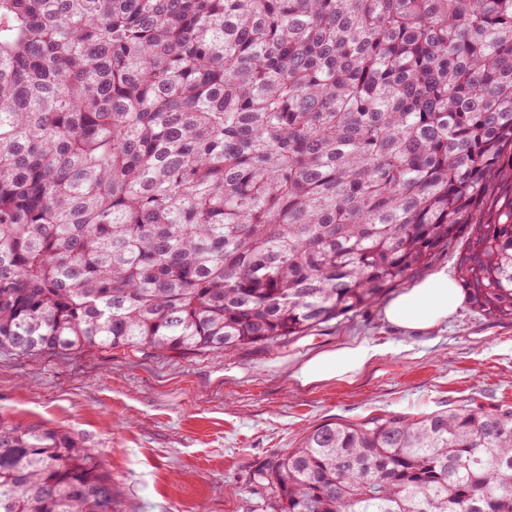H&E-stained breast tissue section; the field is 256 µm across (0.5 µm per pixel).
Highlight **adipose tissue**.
<instances>
[{"label":"adipose tissue","mask_w":512,"mask_h":512,"mask_svg":"<svg viewBox=\"0 0 512 512\" xmlns=\"http://www.w3.org/2000/svg\"><path fill=\"white\" fill-rule=\"evenodd\" d=\"M463 302L457 281L440 268L416 281L383 308V318L405 336H423L447 323ZM381 346L354 342L304 361L295 373L304 385L362 373L380 354Z\"/></svg>","instance_id":"obj_1"}]
</instances>
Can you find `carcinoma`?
<instances>
[{"label": "carcinoma", "instance_id": "cac0c4a2", "mask_svg": "<svg viewBox=\"0 0 512 512\" xmlns=\"http://www.w3.org/2000/svg\"><path fill=\"white\" fill-rule=\"evenodd\" d=\"M466 233L512 318V0H0V351L222 353L370 306ZM278 512H512V405L327 421ZM0 512H117L0 421Z\"/></svg>", "mask_w": 512, "mask_h": 512}]
</instances>
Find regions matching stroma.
Segmentation results:
<instances>
[{"label":"stroma","mask_w":512,"mask_h":512,"mask_svg":"<svg viewBox=\"0 0 512 512\" xmlns=\"http://www.w3.org/2000/svg\"><path fill=\"white\" fill-rule=\"evenodd\" d=\"M383 307L221 354L5 351L0 420L65 430L102 456L118 512H273L262 469L326 421L512 402V318L467 302L433 333L404 336ZM362 340L387 351L354 379H295L305 359Z\"/></svg>","instance_id":"obj_1"}]
</instances>
